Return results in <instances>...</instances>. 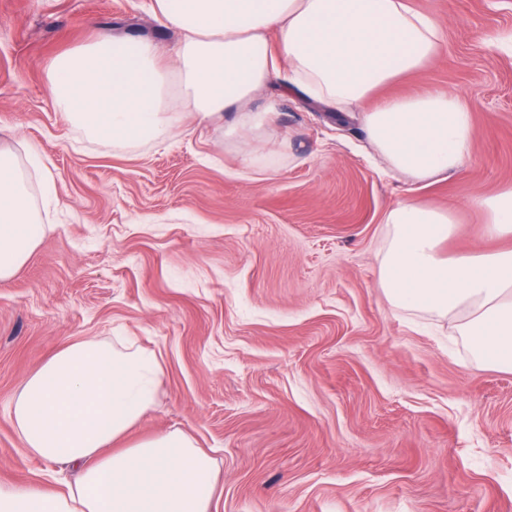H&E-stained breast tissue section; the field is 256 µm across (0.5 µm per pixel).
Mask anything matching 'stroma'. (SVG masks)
<instances>
[{
  "instance_id": "35a3bbf8",
  "label": "stroma",
  "mask_w": 512,
  "mask_h": 512,
  "mask_svg": "<svg viewBox=\"0 0 512 512\" xmlns=\"http://www.w3.org/2000/svg\"><path fill=\"white\" fill-rule=\"evenodd\" d=\"M442 56L393 94L470 106L465 165L417 189L385 174L358 119L269 89L247 165L186 116L163 144L88 139L53 101L52 61L114 36L181 39L151 0H0V149L36 177L56 229L0 281V485L73 479L31 456L5 413L62 344L124 336L162 364L128 440L180 430L217 465L211 512H506L512 372L476 361L454 322L391 306L383 219L400 200L452 210L444 255L492 247L481 200L512 187V0H410Z\"/></svg>"
}]
</instances>
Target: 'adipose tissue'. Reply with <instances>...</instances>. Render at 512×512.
I'll return each mask as SVG.
<instances>
[{
    "label": "adipose tissue",
    "instance_id": "adipose-tissue-1",
    "mask_svg": "<svg viewBox=\"0 0 512 512\" xmlns=\"http://www.w3.org/2000/svg\"><path fill=\"white\" fill-rule=\"evenodd\" d=\"M152 10L183 33L173 63L152 42L105 37L52 64L63 119L90 138L123 150L165 142L185 112L223 126L230 143L258 138L274 108L253 101L278 85L336 114L360 113L373 151L407 181L447 178L468 157L475 127L457 93L375 97L441 54L437 22L409 0H153ZM385 221L378 280L387 300L454 319L475 358L512 370V248L443 256L451 213L411 197ZM52 230L1 149L0 281ZM161 373L156 353L123 342H68L48 357L7 412L28 451L70 465L75 477L61 490L0 486V512H210L215 463L189 436L125 442L154 407Z\"/></svg>",
    "mask_w": 512,
    "mask_h": 512
}]
</instances>
